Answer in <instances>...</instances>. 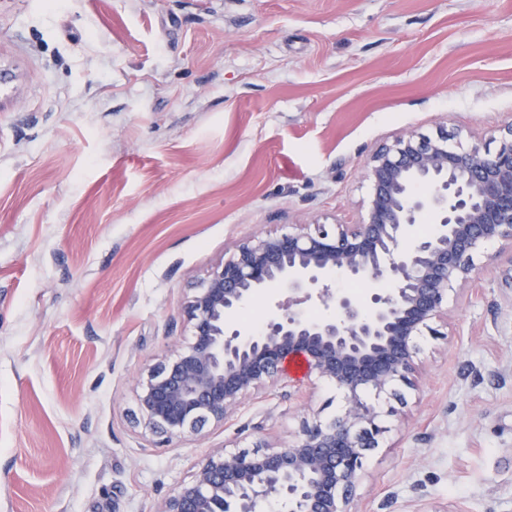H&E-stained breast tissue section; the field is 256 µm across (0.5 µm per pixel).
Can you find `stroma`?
<instances>
[{
	"label": "stroma",
	"instance_id": "stroma-1",
	"mask_svg": "<svg viewBox=\"0 0 512 512\" xmlns=\"http://www.w3.org/2000/svg\"><path fill=\"white\" fill-rule=\"evenodd\" d=\"M0 512H155L224 447L336 414L246 394L166 441L137 384L248 237L354 224L367 162L512 124V0H0ZM451 292L353 512H512V249Z\"/></svg>",
	"mask_w": 512,
	"mask_h": 512
}]
</instances>
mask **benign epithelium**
I'll use <instances>...</instances> for the list:
<instances>
[{"label": "benign epithelium", "instance_id": "benign-epithelium-1", "mask_svg": "<svg viewBox=\"0 0 512 512\" xmlns=\"http://www.w3.org/2000/svg\"><path fill=\"white\" fill-rule=\"evenodd\" d=\"M367 178L358 223L239 242L188 300L192 341L137 394L146 428L181 439L224 423L299 357L308 380L342 393L340 413L303 420L283 447L209 454L157 512H260L271 503L280 512H350L366 453L387 432L365 396L411 383L417 340L448 313L449 293L475 284L487 246L512 244V124L493 153L442 131L403 135L370 158ZM424 221L430 234H414ZM340 279L376 287L348 294ZM282 290L288 298L279 301ZM259 300V328L234 320ZM312 300L334 304L336 316H307Z\"/></svg>", "mask_w": 512, "mask_h": 512}]
</instances>
